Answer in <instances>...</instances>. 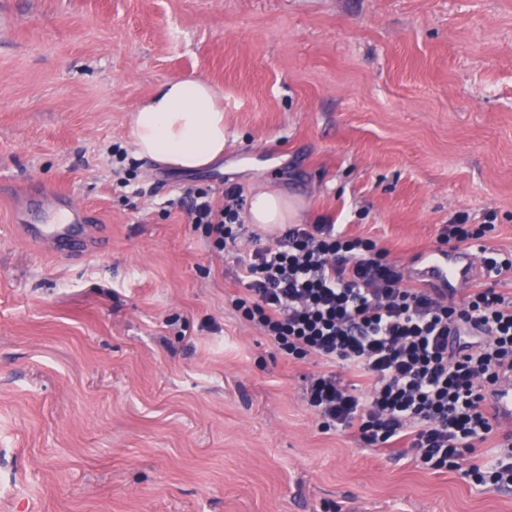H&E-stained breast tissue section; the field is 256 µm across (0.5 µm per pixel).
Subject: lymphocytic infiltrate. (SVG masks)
<instances>
[{
	"mask_svg": "<svg viewBox=\"0 0 512 512\" xmlns=\"http://www.w3.org/2000/svg\"><path fill=\"white\" fill-rule=\"evenodd\" d=\"M189 197L191 223L235 256L244 286L235 309L281 353L323 361L305 389L321 429L410 455L423 469H455L480 487L512 488V438L489 456L476 452L497 429L487 395L501 371L512 370V294L489 284L453 302L426 282L408 285L386 248L343 225L292 224L265 244L247 234L235 190L221 206L208 187ZM485 232L446 224L437 242L479 246L489 281L511 274L512 254L480 245ZM246 236L252 247L243 252ZM342 368L364 372V393L343 383Z\"/></svg>",
	"mask_w": 512,
	"mask_h": 512,
	"instance_id": "1",
	"label": "lymphocytic infiltrate"
}]
</instances>
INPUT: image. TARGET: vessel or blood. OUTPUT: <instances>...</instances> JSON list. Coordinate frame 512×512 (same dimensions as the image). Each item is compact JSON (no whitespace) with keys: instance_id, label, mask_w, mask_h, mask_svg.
<instances>
[{"instance_id":"b4317fda","label":"vessel or blood","mask_w":512,"mask_h":512,"mask_svg":"<svg viewBox=\"0 0 512 512\" xmlns=\"http://www.w3.org/2000/svg\"><path fill=\"white\" fill-rule=\"evenodd\" d=\"M41 205L45 208L56 206L53 219L42 224L23 225L22 231L27 240L39 245L47 254L65 255L80 260L105 247L106 227L81 223V208L75 204L69 192L58 189L47 192ZM473 266L471 254L459 252L448 255L441 251H432L428 254L425 272L431 281L442 286H451L471 279ZM489 405L502 425L512 428V372L500 378L489 396Z\"/></svg>"}]
</instances>
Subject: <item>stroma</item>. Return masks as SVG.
<instances>
[{
    "label": "stroma",
    "mask_w": 512,
    "mask_h": 512,
    "mask_svg": "<svg viewBox=\"0 0 512 512\" xmlns=\"http://www.w3.org/2000/svg\"><path fill=\"white\" fill-rule=\"evenodd\" d=\"M179 76L215 87L228 136L190 173L131 135ZM265 183L409 273L463 219L512 252V0H0V512H512V489L319 429L317 359L235 311L232 255L179 206ZM49 188L106 248L26 243Z\"/></svg>",
    "instance_id": "1"
}]
</instances>
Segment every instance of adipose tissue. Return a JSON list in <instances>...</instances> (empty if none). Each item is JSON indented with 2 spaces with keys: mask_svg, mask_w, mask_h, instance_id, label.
Wrapping results in <instances>:
<instances>
[{
  "mask_svg": "<svg viewBox=\"0 0 512 512\" xmlns=\"http://www.w3.org/2000/svg\"><path fill=\"white\" fill-rule=\"evenodd\" d=\"M132 137L137 154L157 164L181 171L207 167L227 145L224 106L202 78L169 79L135 113ZM298 216V204L280 189L260 187L247 200L252 224H291Z\"/></svg>",
  "mask_w": 512,
  "mask_h": 512,
  "instance_id": "adipose-tissue-1",
  "label": "adipose tissue"
}]
</instances>
